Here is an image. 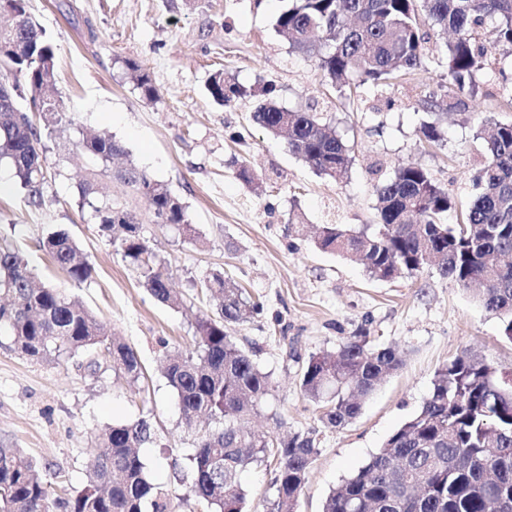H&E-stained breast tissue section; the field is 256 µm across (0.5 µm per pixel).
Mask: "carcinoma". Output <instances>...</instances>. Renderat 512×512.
Returning <instances> with one entry per match:
<instances>
[{"label":"carcinoma","mask_w":512,"mask_h":512,"mask_svg":"<svg viewBox=\"0 0 512 512\" xmlns=\"http://www.w3.org/2000/svg\"><path fill=\"white\" fill-rule=\"evenodd\" d=\"M28 0H7L23 23L0 24V85L12 88L0 103V165L8 166L27 204L42 205L49 163L44 140L73 124L54 94L55 46L29 14ZM495 21L496 45L512 50V0H287L277 29L293 51L318 58L323 76L337 88L389 85L402 76L446 68L448 91L462 92L487 62L480 41L486 20ZM451 33L440 57L429 55L430 32ZM144 98L157 95L152 78L138 64L126 63ZM213 101L229 105L246 91L222 71L207 83ZM267 83L259 91L252 120L272 136H287L289 151L317 173L343 175L350 148L314 108L288 110L274 100ZM42 114L43 124L30 111ZM487 161L474 178L475 195L464 219L446 223L457 201L424 168L398 165L376 185L378 223L355 229L323 224L316 241L324 251L347 255L369 275L390 280L434 267L439 275L473 292L501 323L512 341V122L481 128ZM81 148L98 167L79 186L81 207L97 231L129 265L140 270L143 287L170 307L180 305L169 288L168 266L155 261L141 236L136 214L101 195V176L112 177V158L124 148L111 136L83 137ZM120 185L146 198L152 221L166 227L190 223L178 194L132 166L114 176ZM39 247L69 278L83 283L92 275L78 244L54 231ZM212 314L196 321L195 354L171 356L165 377L176 391L188 430L205 417L219 427L195 435L187 470L177 480L206 512H246L240 473L251 464L274 465V493L265 512H297L298 497L317 455L313 433L282 438L256 434L242 425L273 390L229 329L260 307L224 273L206 283ZM9 348L32 361L56 363L81 357L86 367L112 370L136 380L137 353L78 299L36 282L18 250L0 245V331ZM301 388L319 405L327 429L351 424L362 405L403 358L391 347H376L361 332L331 356L292 353ZM153 438L149 419L105 427L97 438L88 483L75 496L58 494L37 463L16 448H0V512H168L169 494L154 484L136 448ZM323 512H512V378L485 360L463 354L439 369L429 397L395 430L383 447L328 495Z\"/></svg>","instance_id":"1"}]
</instances>
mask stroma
I'll list each match as a JSON object with an SVG mask.
<instances>
[{"label":"stroma","instance_id":"stroma-1","mask_svg":"<svg viewBox=\"0 0 512 512\" xmlns=\"http://www.w3.org/2000/svg\"><path fill=\"white\" fill-rule=\"evenodd\" d=\"M28 6L56 46V88L74 123L46 142L51 175L43 206H27L11 171L0 167V244L18 248L39 280L107 323L136 351L142 376L132 386L106 365L91 373L71 360H27L2 334L0 446L20 449L74 494L87 483L100 430L146 416L156 438L139 454L152 481L168 490L172 512H202L174 479L194 435L181 423L162 361L193 349L196 320L213 309L205 282L216 271L262 305L230 329L275 385L249 426L271 436L311 431L317 439L298 512H322L328 494L420 409L436 372L457 355L467 352L512 372V341L471 291L433 268L376 280L314 242L321 224L375 223V186L401 162L427 169L453 197L468 201L485 162L478 126L512 121V106L498 90L502 79L512 80L511 68L484 67L458 94L456 107L441 114L443 138L430 144L420 133L427 116L416 105L446 84L443 68L339 93L314 57L294 52L278 33L284 0H28ZM129 60L151 76L156 100L140 95L125 67ZM218 70L235 78L245 96L228 106L213 103L205 84ZM267 83L282 107L317 105L347 141L352 163L342 178L317 174L284 139L251 121L253 93ZM90 131L123 145L126 154L115 167L143 169L185 202L190 222L174 228L152 223L141 197H125L142 236L169 266L179 306L156 301L82 209L78 184L89 161L78 143ZM240 160L253 182L238 177ZM59 230L91 264V281H71L38 250L39 238ZM362 329L375 343L396 346L405 365L381 382L353 423L323 428L286 353L293 347L304 356L332 353Z\"/></svg>","mask_w":512,"mask_h":512}]
</instances>
